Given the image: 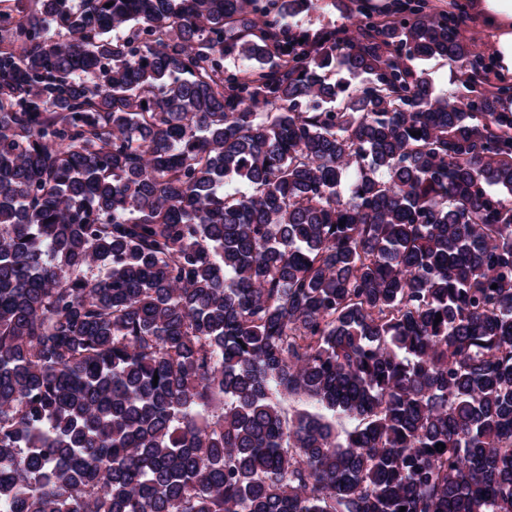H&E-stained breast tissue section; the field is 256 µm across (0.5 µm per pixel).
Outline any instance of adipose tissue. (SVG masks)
Listing matches in <instances>:
<instances>
[{"label":"adipose tissue","instance_id":"ef3b65f1","mask_svg":"<svg viewBox=\"0 0 512 512\" xmlns=\"http://www.w3.org/2000/svg\"><path fill=\"white\" fill-rule=\"evenodd\" d=\"M459 7L486 31L496 75L512 78V0H460Z\"/></svg>","mask_w":512,"mask_h":512}]
</instances>
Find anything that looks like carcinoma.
Masks as SVG:
<instances>
[{
    "label": "carcinoma",
    "instance_id": "carcinoma-1",
    "mask_svg": "<svg viewBox=\"0 0 512 512\" xmlns=\"http://www.w3.org/2000/svg\"><path fill=\"white\" fill-rule=\"evenodd\" d=\"M310 5L0 7V512H512V89ZM428 73L438 94L448 95L457 91V69L444 61H430L420 65Z\"/></svg>",
    "mask_w": 512,
    "mask_h": 512
}]
</instances>
